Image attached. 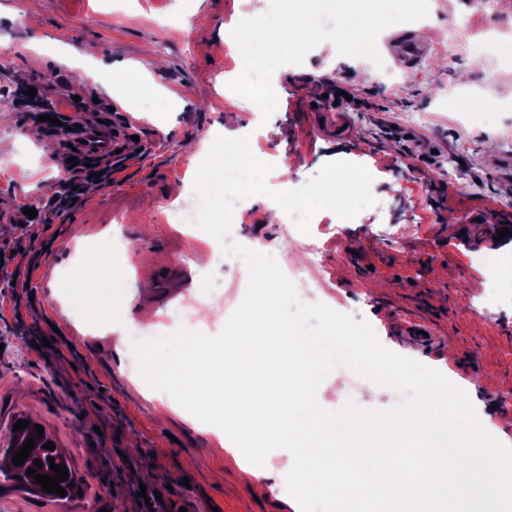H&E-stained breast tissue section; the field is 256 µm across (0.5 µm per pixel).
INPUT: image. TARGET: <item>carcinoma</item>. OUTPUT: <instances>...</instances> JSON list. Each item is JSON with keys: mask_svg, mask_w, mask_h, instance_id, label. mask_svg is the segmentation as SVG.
Segmentation results:
<instances>
[{"mask_svg": "<svg viewBox=\"0 0 512 512\" xmlns=\"http://www.w3.org/2000/svg\"><path fill=\"white\" fill-rule=\"evenodd\" d=\"M36 425L31 423L25 429L14 431L11 434V439L8 440L7 444L0 447V453L5 456V459L11 461L14 454L22 448L24 443L29 438H34L35 446L30 452L29 457L21 465L9 464L6 468H0V478L4 481H10L15 486L21 488L26 487L38 494H44L42 485L36 483L35 477L27 475V469L34 467L33 460H41L43 467L36 469V474H44L49 476H56V473L50 470V464L48 458H54V463L57 465L67 463L64 456L58 452V450H46L42 448V445L50 441L48 435L42 437H36Z\"/></svg>", "mask_w": 512, "mask_h": 512, "instance_id": "obj_1", "label": "carcinoma"}]
</instances>
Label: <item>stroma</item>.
I'll use <instances>...</instances> for the list:
<instances>
[{
	"mask_svg": "<svg viewBox=\"0 0 512 512\" xmlns=\"http://www.w3.org/2000/svg\"><path fill=\"white\" fill-rule=\"evenodd\" d=\"M0 0V253L18 250L19 215L29 204L50 203L52 189L68 178L58 168L68 155L62 136L43 129L21 104L23 84L66 86L86 99L112 104L91 120L116 122L126 114L134 134L126 165L111 186H97L70 218L48 233L50 254L23 264L34 288L32 306H16L9 279L0 272V445L22 419L43 427L67 458L83 494L68 502L38 498L0 485V512H143L137 497L145 469L166 474L156 488L186 512H300L286 488L290 453L276 449L264 470L271 493H257L243 454L215 447L186 410L159 417L149 387L132 367V344L173 333L172 322L196 304L216 309L198 331L214 336L242 302L238 281L247 279L241 257L212 259L204 231L170 221L172 185L191 195L200 163L224 135V114L237 113L235 136H249L254 155L276 163L291 159L287 174L272 171L275 191L303 187L332 161L372 171L387 215L367 208L357 223H340L322 210L309 233L286 220L265 223L269 197L254 196L234 213L242 243L261 236V251L280 267L294 251L317 240V275L324 286L302 302H319L370 324L389 350L437 369L465 390L486 430L512 446V301H486L500 270L512 269V240H496L486 217L512 211V175L491 176L504 152H512V0H496L495 13L474 0H436L432 11L406 28L428 53L412 70L381 78L363 57L331 53L321 42L302 64L278 67L281 88L269 120L259 108L224 89L242 67L224 32L238 19L265 13L270 0ZM455 29L476 43L470 56L448 53ZM97 50V60L78 51ZM165 60L140 74L141 94L113 92L112 71L145 61L146 51ZM341 85L370 98L373 109L349 111L343 129L326 125L336 107L328 92ZM494 91V111L473 110L475 85ZM417 111L426 123L409 121ZM455 176H447L448 164ZM128 239L132 264L124 277L127 310L113 309L111 326L76 319L62 274L88 241ZM424 301L442 338L433 353L397 341L393 325L412 302ZM55 336V348L37 351L28 330ZM332 411L346 400L365 409H388L402 395L348 368L333 369L317 389Z\"/></svg>",
	"mask_w": 512,
	"mask_h": 512,
	"instance_id": "1",
	"label": "stroma"
}]
</instances>
